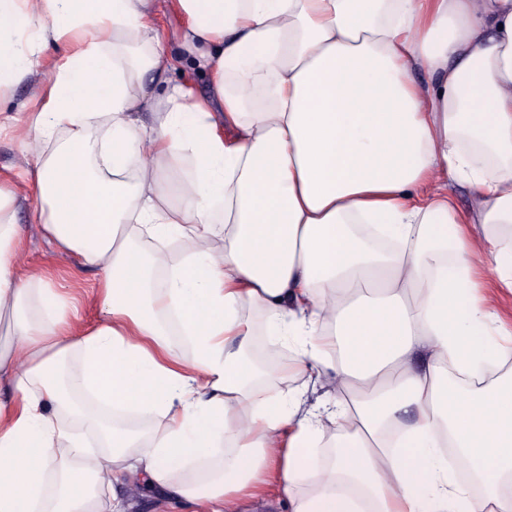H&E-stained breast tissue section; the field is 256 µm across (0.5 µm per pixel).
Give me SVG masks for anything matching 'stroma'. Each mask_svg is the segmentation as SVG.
Returning <instances> with one entry per match:
<instances>
[{
	"instance_id": "1",
	"label": "stroma",
	"mask_w": 512,
	"mask_h": 512,
	"mask_svg": "<svg viewBox=\"0 0 512 512\" xmlns=\"http://www.w3.org/2000/svg\"><path fill=\"white\" fill-rule=\"evenodd\" d=\"M41 96V83L37 80L0 93V178L13 182L21 192L18 221L23 264L58 288L68 303L77 307L80 323L86 326L96 320L99 312V271L63 252L32 218L36 199L26 178L18 131L28 113L40 105ZM133 485V480H126L119 492L125 512H195L193 504L164 502L159 491L145 487L137 491Z\"/></svg>"
}]
</instances>
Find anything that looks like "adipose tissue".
<instances>
[{
  "instance_id": "adipose-tissue-1",
  "label": "adipose tissue",
  "mask_w": 512,
  "mask_h": 512,
  "mask_svg": "<svg viewBox=\"0 0 512 512\" xmlns=\"http://www.w3.org/2000/svg\"><path fill=\"white\" fill-rule=\"evenodd\" d=\"M171 3L174 53L159 0H0V90L60 51L26 118L34 219L100 272L98 322L75 334L21 269L0 180V512H118L95 489L129 474L204 512L273 486L290 512H512V372L470 383L507 354L480 279L512 292L491 231L512 224V0ZM180 67L211 96L166 84ZM259 325L293 352L283 373L323 388L314 405L254 403ZM76 393L160 427L101 424L87 467L60 419ZM222 245L220 237H213L208 240L183 239L170 246V252L174 258H179L185 253L201 249H214Z\"/></svg>"
}]
</instances>
